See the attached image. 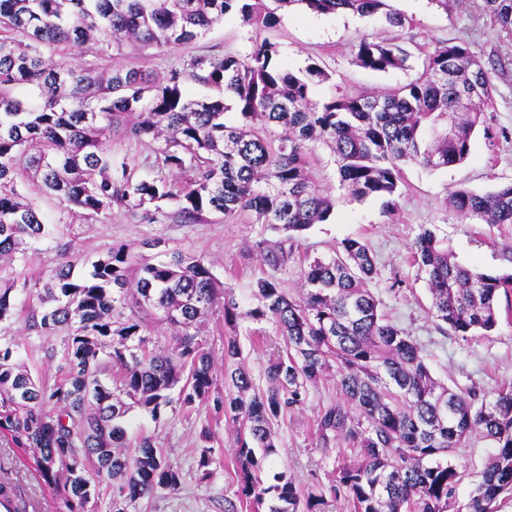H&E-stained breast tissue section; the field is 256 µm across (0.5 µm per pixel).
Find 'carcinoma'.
<instances>
[{
	"mask_svg": "<svg viewBox=\"0 0 512 512\" xmlns=\"http://www.w3.org/2000/svg\"><path fill=\"white\" fill-rule=\"evenodd\" d=\"M494 25L512 33V0H483ZM379 15L397 28L406 18L387 0H0V260L14 261L47 236L36 208L17 189L23 176L93 218L116 205L153 223L162 205L195 223L203 214L249 215L287 233L268 250L273 267L288 262L284 242L332 216L336 198L309 175V144L327 146L339 183L355 199L374 197L392 209L401 195L402 166L437 169L465 161L471 136L494 109L489 72L460 43L441 41L425 54L422 72L380 94L344 93L324 102L311 87L329 80L319 65L294 72L267 38L241 57L190 55L166 76L139 68L106 72L97 60L127 39L139 47L188 46L236 15L256 30L279 13ZM77 49L93 60L72 65L53 54ZM408 49L364 37L354 61L388 72L407 67ZM194 81L224 90L207 100L186 97ZM238 111L229 125L225 114ZM115 137L150 140L157 175L136 179L127 162L108 152ZM448 206L463 220L512 224V183L477 193L456 190ZM411 257L425 274L436 328L463 340L498 324L499 294L512 295V273H482L454 261L448 245L423 226ZM61 253L51 260L45 292L53 305L41 332L67 328L62 383L43 386L0 345V433L31 448L48 484H60L71 512H86L100 479H117L112 512L182 485L152 437L129 453L124 418L138 406L152 416L178 392L180 408L207 398L214 360L198 339L197 323L216 311L224 324L270 322L286 344L270 359L267 389L254 383L234 336L224 340V416L237 425L240 493L254 512H300L294 482L283 472L261 478L256 452H277L274 424L302 407L308 387L336 372L337 399L323 407L324 443L349 448L330 488L353 512H449L462 479L450 454L473 434L492 441L480 480L456 512H498L512 498V387L488 398L436 380L422 346L389 322L369 283L377 274L368 245L345 239L302 272L292 296L272 276L253 284L257 304L240 308L232 289L197 259L181 253L150 263L129 247L111 248L84 279ZM12 286H0V322L13 313ZM130 314H125V311ZM175 329V346L155 348L147 316ZM120 372L119 385L101 379L103 358ZM213 434L199 433L201 479L212 476Z\"/></svg>",
	"mask_w": 512,
	"mask_h": 512,
	"instance_id": "carcinoma-1",
	"label": "carcinoma"
}]
</instances>
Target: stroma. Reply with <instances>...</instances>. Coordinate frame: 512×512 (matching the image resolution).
I'll use <instances>...</instances> for the list:
<instances>
[{
    "label": "stroma",
    "mask_w": 512,
    "mask_h": 512,
    "mask_svg": "<svg viewBox=\"0 0 512 512\" xmlns=\"http://www.w3.org/2000/svg\"><path fill=\"white\" fill-rule=\"evenodd\" d=\"M388 3L409 20V27H390L377 16L316 15L300 9L283 13L268 36L277 42L280 60L289 69L298 71L316 63L330 74L329 82L313 88L314 99L320 101L354 89L379 92L406 84L416 77L425 53L432 51L436 42L465 43L493 74L495 110L487 115L488 131L474 133L471 153L464 163L438 169L406 165L405 188L397 208L389 211L379 199L358 201L341 190L334 155L326 146L315 145L311 174L318 185L331 190L336 208L327 222L304 232L292 258L277 269L266 262L265 254L268 244L282 240L283 235L253 223L251 217L210 213L201 223L184 224L174 218V205L167 204L163 216L153 224L118 209L88 221L38 187L19 183V190L39 208L53 233L0 272V279L14 285V311L10 320L0 323V341L12 344L21 362L45 384L59 382L66 332L60 329L44 336L35 324L43 310L38 287L48 277L51 259L61 251L67 253L79 275L114 246L131 247L153 262L180 252L201 260L216 279L234 290L241 308L247 309L253 303L254 279L271 274L286 291H294L305 260L328 257L343 239L359 238L367 242L375 258L378 274L370 288L381 300L383 312L422 345L436 378L453 388L473 387L488 395L512 386V305L499 300V322L492 335L466 341L442 335L429 313L427 284L410 250L425 225L447 241L458 263L481 272H512V263L507 260L512 252V224L464 221L446 203L448 195L458 189L484 193L512 183V34L493 25L482 11V0H448L444 11L431 0ZM365 36L403 37L412 54L410 69L378 73L358 67L354 46ZM254 37L251 29L229 15L190 46L142 52L125 46L112 50L100 65L109 70L139 66L161 71L192 54H248ZM153 239L158 240V247H150ZM237 338L247 369L259 387H266L265 368L270 356L283 349L282 338L271 323L251 321L240 323ZM212 394V400L189 413L176 404L162 408L155 418L136 406L129 410L125 420L129 436H152L168 461L183 474L179 490L142 498L131 512H251L239 493L233 425L215 403L224 394L223 383H216ZM336 398L335 381L326 378L309 388L300 410L280 419L277 453L264 461V478L283 471L301 492L328 489L341 455L335 444L323 443L317 418L320 409ZM205 425L214 434L213 475L203 481L197 466V444ZM492 450V443L477 435L455 450L451 461L465 474L456 489L457 503L467 500ZM0 482L24 492L35 512H68L62 492L39 479L31 454L4 438H0Z\"/></svg>",
    "instance_id": "stroma-1"
}]
</instances>
